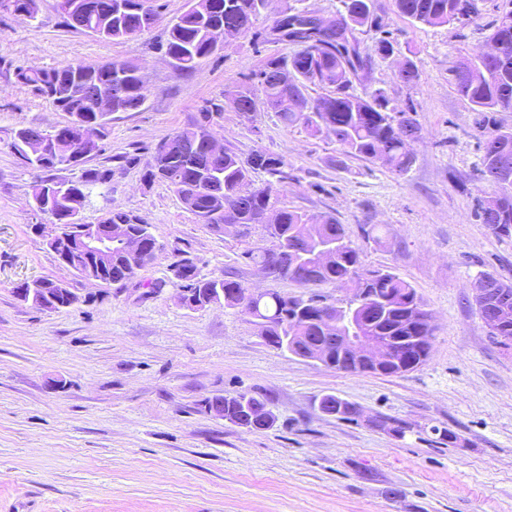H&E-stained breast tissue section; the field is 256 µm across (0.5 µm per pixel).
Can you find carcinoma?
I'll use <instances>...</instances> for the list:
<instances>
[{
	"label": "carcinoma",
	"mask_w": 512,
	"mask_h": 512,
	"mask_svg": "<svg viewBox=\"0 0 512 512\" xmlns=\"http://www.w3.org/2000/svg\"><path fill=\"white\" fill-rule=\"evenodd\" d=\"M7 10L29 20L36 18L39 0H6ZM78 6L61 14L66 27L92 33L107 41L126 40V31L137 26L150 30V12L143 7L150 0H124L126 9H115L116 0H76ZM483 0H392L394 12L412 22L427 26H457L465 28L482 14ZM271 0H188L187 9L168 27L165 54L174 69L180 73L198 70L215 54L211 49L213 31L224 30V40L250 32ZM304 10L288 7L276 13L274 26L283 23L307 25ZM336 26L318 28L306 35L308 45L288 58L271 56L259 72L263 104L280 114L288 126L300 125L312 137L326 135L339 147L341 154L379 163L397 174L407 173L414 160L413 143L420 139L421 128L416 107L396 111L381 88L363 87L355 92L353 81L364 75L371 64V55L361 47L362 35L372 31L381 33L376 38L374 52L386 59L393 55L395 40L375 15V0H338ZM490 38L502 40L499 56L464 60L449 68L457 93L477 112V125L482 136L480 174L495 188L494 196L478 204L476 215L481 223L497 237L512 238V128L499 124L498 114L512 112V9L504 11L489 23ZM295 70L294 80L281 83L279 72L286 64ZM127 74L125 83L112 79L111 73L93 64L70 63L52 69L15 68L17 81L37 95L56 103L67 104L60 111L73 115L78 111L95 114L100 93L112 91V111L129 112L138 109L147 98V88L140 68L132 61L116 62ZM329 90V93L311 101L306 96L308 85ZM294 96L300 110L284 106V99ZM235 110L247 117L257 110V102L249 89L238 91L233 97ZM223 107L206 102L199 112L201 119H192L173 134L159 141V149L150 152L143 168L142 180L151 185L162 182L177 195L184 208L200 224L215 230L238 227L246 233L259 226L274 240L269 247H253L243 252L260 270L273 269V279L290 280L306 289L333 284L347 292L346 299L359 301L365 297L378 306L376 321L364 328L372 336H417L424 345L415 351L411 364H392L372 373L397 375L415 370L428 357L434 328L425 321L428 312L416 289L391 269H369L364 266L359 248L348 239L345 228L329 214L308 215L279 208V222L268 224L265 215L275 206L274 183L258 185L253 174L264 172L280 182L288 178L287 162L279 155L264 150L253 151L241 159L231 150L212 156L205 144L199 125L213 126L221 117ZM46 131L22 127L15 131L11 141L13 153L25 160L24 144L39 139ZM79 175L72 181L84 186L80 198L67 204H54L39 212L50 218V223L68 230L67 213L83 208L95 195L94 185L112 179L114 169L106 166L88 168L78 166ZM104 223L123 230L129 237H137L152 245L155 236L152 225L131 213L115 209ZM334 242L336 260L331 265H320L308 256L305 238ZM58 260L76 274L83 273L91 261L81 253L60 256ZM147 264L140 255H131L123 247L112 244V266L104 270L106 280L123 284L135 277ZM495 287L501 294L493 295L485 306L489 336L505 345H512V284L494 274ZM177 287L189 288L198 297L199 307L224 302L252 318L261 327V337L273 348H281L282 337H288V352L307 359L316 351L329 353L331 362L325 366L336 371L362 374L366 369L340 364V348L333 334L322 331L318 320L301 316L298 310L305 294L288 296L269 290L258 297L251 295L240 281L230 278L207 279L199 276L196 265L184 260L176 269ZM264 413L266 397L237 394L205 400V408L224 415L230 423L242 417L241 400ZM352 404L333 395H324L318 409L340 420L351 419Z\"/></svg>",
	"instance_id": "cac0c4a2"
}]
</instances>
